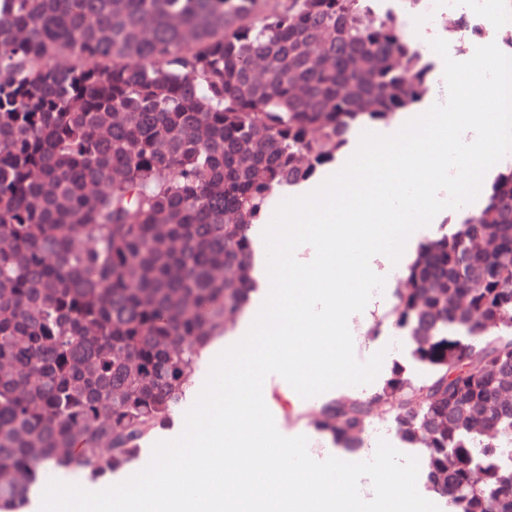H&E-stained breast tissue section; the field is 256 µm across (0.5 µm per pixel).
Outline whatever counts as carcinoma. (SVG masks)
<instances>
[{"label":"carcinoma","instance_id":"carcinoma-1","mask_svg":"<svg viewBox=\"0 0 512 512\" xmlns=\"http://www.w3.org/2000/svg\"><path fill=\"white\" fill-rule=\"evenodd\" d=\"M371 0H0V502L49 461L104 476L183 400L248 305L250 228L432 67ZM393 325L428 376L320 407L377 413L455 512H512V167L421 245Z\"/></svg>","mask_w":512,"mask_h":512}]
</instances>
